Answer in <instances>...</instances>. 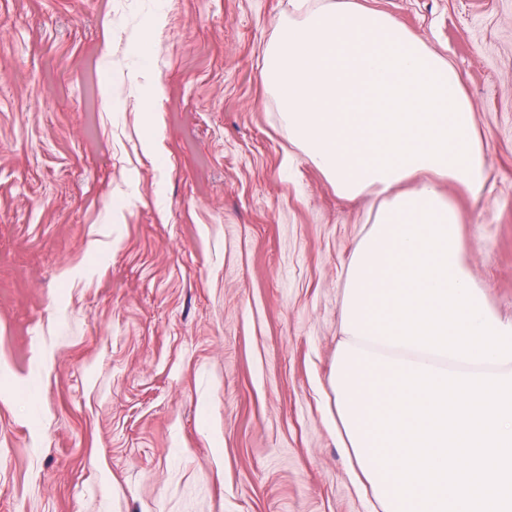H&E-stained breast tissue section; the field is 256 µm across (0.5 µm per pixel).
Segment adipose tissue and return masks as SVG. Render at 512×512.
Returning a JSON list of instances; mask_svg holds the SVG:
<instances>
[{"mask_svg":"<svg viewBox=\"0 0 512 512\" xmlns=\"http://www.w3.org/2000/svg\"><path fill=\"white\" fill-rule=\"evenodd\" d=\"M290 142L337 195L370 196V227L346 271L332 386L341 448L381 512L392 482L373 463L369 405L392 362L512 374V319L466 263L446 182L481 199L488 174L475 112L451 63L389 14L322 0L267 53Z\"/></svg>","mask_w":512,"mask_h":512,"instance_id":"ef3b65f1","label":"adipose tissue"}]
</instances>
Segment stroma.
Returning a JSON list of instances; mask_svg holds the SVG:
<instances>
[{
    "instance_id": "stroma-1",
    "label": "stroma",
    "mask_w": 512,
    "mask_h": 512,
    "mask_svg": "<svg viewBox=\"0 0 512 512\" xmlns=\"http://www.w3.org/2000/svg\"><path fill=\"white\" fill-rule=\"evenodd\" d=\"M361 2L464 78L489 180L477 202L442 190L512 318V0ZM293 15L0 0V512H370L331 374L371 200L336 195L261 81ZM142 70L164 87L159 153ZM144 101V125L146 129L145 143L149 150L156 151L159 147V142L156 135L157 118L156 112L153 109V102L160 96L162 88L157 81L147 80L145 84L141 85Z\"/></svg>"
}]
</instances>
